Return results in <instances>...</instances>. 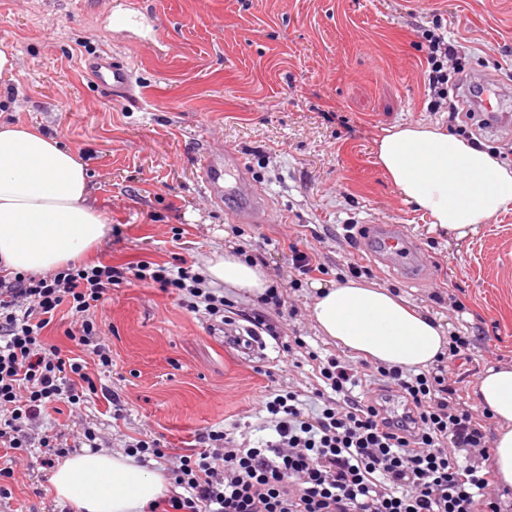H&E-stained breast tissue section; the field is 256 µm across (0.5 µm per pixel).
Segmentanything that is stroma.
<instances>
[{
  "mask_svg": "<svg viewBox=\"0 0 512 512\" xmlns=\"http://www.w3.org/2000/svg\"><path fill=\"white\" fill-rule=\"evenodd\" d=\"M127 0H0V50L17 58L0 80L8 122H22L78 151L90 198L108 236L96 263L199 268L212 252L247 251L281 288L275 322L304 348L287 353L272 337L255 354L228 347L225 332L246 327L256 299L225 289L227 319L191 313L177 295L138 283L113 287L94 318L112 366L76 348L58 311L44 330L62 353L77 351L98 391L81 409L66 403L42 416L43 431L78 443L94 429L102 450L122 452L148 437L166 456L147 468L167 472L209 429L259 430L270 389L307 393L316 384L308 357L340 353L309 317L316 285L365 267L368 281L403 296L451 333L471 337L470 361H456L459 395L477 408L486 371L512 363V209L457 240L431 231L376 163L385 129L447 124L426 86L421 32L441 24L460 49L465 72L512 84V0H141L162 18L158 36L134 42L113 31ZM110 52L134 71L137 101L97 89L84 58ZM221 146L247 163L269 208L265 224H237L204 195L196 162ZM398 224L428 259L419 283L402 281L371 250L365 227ZM314 254L321 271L300 276L292 249ZM50 473L15 466L0 512H75L56 499Z\"/></svg>",
  "mask_w": 512,
  "mask_h": 512,
  "instance_id": "1",
  "label": "stroma"
}]
</instances>
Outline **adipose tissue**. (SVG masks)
<instances>
[{"mask_svg": "<svg viewBox=\"0 0 512 512\" xmlns=\"http://www.w3.org/2000/svg\"><path fill=\"white\" fill-rule=\"evenodd\" d=\"M379 165L430 227L464 238L512 208V168L437 123L386 130L376 142ZM108 232L89 200L87 166L78 152L23 123L0 124V269L42 275L95 253ZM210 284L258 297L266 269L233 250L205 261ZM309 315L319 332L351 353L387 367L418 371L448 346L447 331L388 288L360 279L318 287ZM476 399L493 416L491 461L512 488V365L488 369ZM58 499L78 512H143L165 488L161 474L133 457L106 451L67 458L50 477Z\"/></svg>", "mask_w": 512, "mask_h": 512, "instance_id": "ef3b65f1", "label": "adipose tissue"}]
</instances>
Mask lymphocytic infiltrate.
<instances>
[{
	"label": "lymphocytic infiltrate",
	"instance_id": "obj_1",
	"mask_svg": "<svg viewBox=\"0 0 512 512\" xmlns=\"http://www.w3.org/2000/svg\"><path fill=\"white\" fill-rule=\"evenodd\" d=\"M423 37L435 100L447 102L457 132L481 140L471 109L448 96L449 75L463 73L458 48L430 29ZM133 281L176 293L191 313L224 311L223 298L188 266L142 261L0 276V447L21 457L38 444L49 469L67 457L62 440L31 432L42 411L59 402L80 407L97 387L85 365L42 332L64 309L68 338L94 345V309L112 286ZM318 371L324 386L314 391L315 406L292 390L263 395L265 424L277 435L263 447H246L227 429L202 433L201 449L171 470L183 495L161 501V512H512L487 464L479 416L461 402L448 364L419 374L375 368L373 378L405 403L398 417L375 398L354 396L363 380L350 361L331 355Z\"/></svg>",
	"mask_w": 512,
	"mask_h": 512
}]
</instances>
